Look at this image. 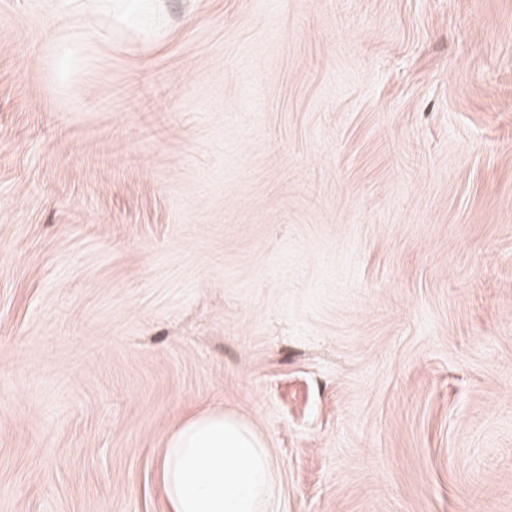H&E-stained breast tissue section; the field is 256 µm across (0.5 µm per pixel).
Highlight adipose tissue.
<instances>
[{
    "label": "adipose tissue",
    "instance_id": "adipose-tissue-1",
    "mask_svg": "<svg viewBox=\"0 0 512 512\" xmlns=\"http://www.w3.org/2000/svg\"><path fill=\"white\" fill-rule=\"evenodd\" d=\"M158 476L168 512H266L274 493L265 440L220 408L188 418L168 436Z\"/></svg>",
    "mask_w": 512,
    "mask_h": 512
}]
</instances>
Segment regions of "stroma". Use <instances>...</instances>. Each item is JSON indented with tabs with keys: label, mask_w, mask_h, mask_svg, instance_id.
<instances>
[{
	"label": "stroma",
	"mask_w": 512,
	"mask_h": 512,
	"mask_svg": "<svg viewBox=\"0 0 512 512\" xmlns=\"http://www.w3.org/2000/svg\"><path fill=\"white\" fill-rule=\"evenodd\" d=\"M0 0V512H166L208 408L268 512H512V0Z\"/></svg>",
	"instance_id": "35a3bbf8"
}]
</instances>
